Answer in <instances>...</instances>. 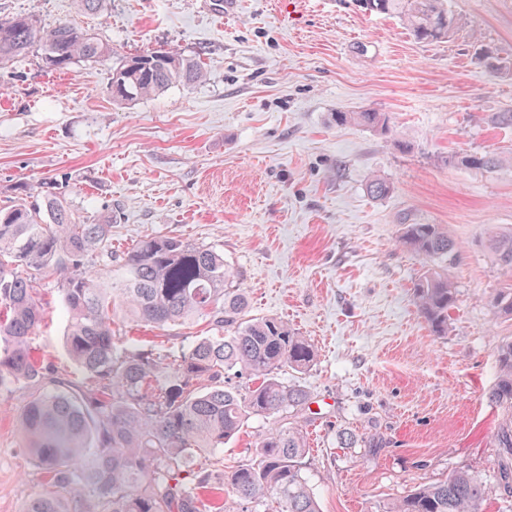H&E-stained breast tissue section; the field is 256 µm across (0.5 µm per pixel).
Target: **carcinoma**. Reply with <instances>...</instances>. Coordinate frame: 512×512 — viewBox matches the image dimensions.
<instances>
[{"instance_id":"cac0c4a2","label":"carcinoma","mask_w":512,"mask_h":512,"mask_svg":"<svg viewBox=\"0 0 512 512\" xmlns=\"http://www.w3.org/2000/svg\"><path fill=\"white\" fill-rule=\"evenodd\" d=\"M369 12L398 16L423 43L454 35L457 18L446 0H370ZM32 51L43 67L63 73L78 63L110 64L113 101L129 104L178 83L206 79L203 63L172 48L117 54L91 31L61 22L41 26L27 14L0 20V66ZM338 126L386 131L384 112H338ZM455 162L496 168L512 154H465ZM391 184L373 175L367 191L387 196ZM13 204L0 208V387L32 390L19 417L27 451L43 469L47 488L22 512H224L210 497L231 488L240 504L272 499L275 512H320L304 472L309 451L296 427L271 426L256 442L255 460L226 474L196 464L197 456L224 451L253 416L287 414L307 392L281 378L315 360L312 344L278 317L249 315L239 272L224 253L190 239L145 237L127 252L112 251V224L104 214L81 216L58 181L16 187ZM399 244L431 259L450 255L455 243L441 224H407ZM487 246L495 262L512 270V232H496ZM99 264L100 272L86 273ZM56 289L66 316L65 346L85 377L76 385L44 365L32 349L44 319L40 280ZM420 314L437 336L448 334L457 296L448 274L427 268L414 283ZM492 307L512 316V289ZM123 318L166 330L202 321L209 335L173 353L132 351L114 332ZM498 376L488 399L503 413L495 435L512 478V341L497 348ZM257 384L241 392L229 375ZM486 485L458 470L445 480L395 501L388 512H481Z\"/></svg>"}]
</instances>
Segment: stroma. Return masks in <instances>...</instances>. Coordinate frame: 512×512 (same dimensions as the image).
<instances>
[{
	"label": "stroma",
	"instance_id": "obj_1",
	"mask_svg": "<svg viewBox=\"0 0 512 512\" xmlns=\"http://www.w3.org/2000/svg\"><path fill=\"white\" fill-rule=\"evenodd\" d=\"M109 0L93 17L74 0H0V18L91 27L112 48L200 55L208 79L159 96L113 102L108 65L45 72L36 53L0 69V206L19 183L67 181L87 218L115 211L112 249L146 236L217 247L241 274L255 316L288 322L314 346L310 400L292 416L310 451L305 473L320 512H387L411 490L454 471L479 473L484 512H512L499 479L501 415L488 393L512 319L490 299L512 285L485 241L512 231V166L465 168L463 153H512V0H447L454 36L418 42L396 16L358 0ZM505 64L492 72L487 57ZM373 109L388 133L337 126L335 112ZM392 192L374 199L371 175ZM406 224H442L457 249L444 261L457 291L448 333L415 304L429 259L398 243ZM33 339L57 373L78 377L64 346L56 290H40ZM129 349L168 352L200 326L117 324ZM28 388H0V512H20L45 483L19 416ZM253 417L223 453L199 464L232 471L270 427ZM356 443L344 448L341 433Z\"/></svg>",
	"mask_w": 512,
	"mask_h": 512
}]
</instances>
